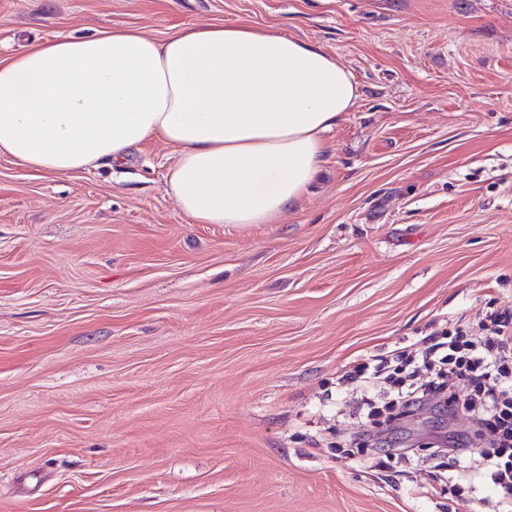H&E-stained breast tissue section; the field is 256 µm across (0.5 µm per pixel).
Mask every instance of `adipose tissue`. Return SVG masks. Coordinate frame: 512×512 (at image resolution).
<instances>
[{
  "label": "adipose tissue",
  "instance_id": "1",
  "mask_svg": "<svg viewBox=\"0 0 512 512\" xmlns=\"http://www.w3.org/2000/svg\"><path fill=\"white\" fill-rule=\"evenodd\" d=\"M359 97L322 48L248 25L58 37L0 60V155L77 173L157 139L176 152L167 190L194 223L276 224Z\"/></svg>",
  "mask_w": 512,
  "mask_h": 512
}]
</instances>
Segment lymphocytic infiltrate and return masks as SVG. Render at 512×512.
I'll return each instance as SVG.
<instances>
[{"instance_id": "lymphocytic-infiltrate-1", "label": "lymphocytic infiltrate", "mask_w": 512, "mask_h": 512, "mask_svg": "<svg viewBox=\"0 0 512 512\" xmlns=\"http://www.w3.org/2000/svg\"><path fill=\"white\" fill-rule=\"evenodd\" d=\"M405 364L409 372L398 378L387 409L411 412L437 397L449 414L466 412L479 429L491 431L492 440L479 446L467 437L450 438L448 466L472 479L481 469L490 470L501 488L494 512H512V319H493L489 336L480 342L460 329L425 337ZM422 366L431 378L420 384L413 372ZM452 377L467 381L469 393L449 388Z\"/></svg>"}]
</instances>
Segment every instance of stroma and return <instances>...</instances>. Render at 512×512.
<instances>
[{
	"label": "stroma",
	"instance_id": "35a3bbf8",
	"mask_svg": "<svg viewBox=\"0 0 512 512\" xmlns=\"http://www.w3.org/2000/svg\"><path fill=\"white\" fill-rule=\"evenodd\" d=\"M246 24L361 96L277 224H196L173 148L73 176L0 155V512H478L464 413L388 425L340 378L512 313V0H0L59 35Z\"/></svg>",
	"mask_w": 512,
	"mask_h": 512
}]
</instances>
